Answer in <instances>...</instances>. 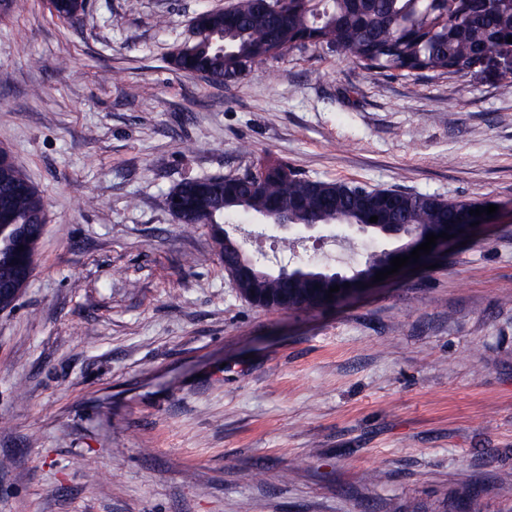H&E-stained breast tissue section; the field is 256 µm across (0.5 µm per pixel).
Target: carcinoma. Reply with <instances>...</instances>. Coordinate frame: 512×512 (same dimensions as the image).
<instances>
[{"instance_id": "obj_1", "label": "carcinoma", "mask_w": 512, "mask_h": 512, "mask_svg": "<svg viewBox=\"0 0 512 512\" xmlns=\"http://www.w3.org/2000/svg\"><path fill=\"white\" fill-rule=\"evenodd\" d=\"M279 10L261 12L255 0H233V10H206L194 18L199 39L192 49L171 54L172 67L228 83L241 68L311 44L326 45L348 56L369 72L403 77L474 75L483 51L509 48L512 0H278ZM49 10L61 19L85 12L82 0H49ZM180 199L175 220L188 231L208 227L213 244L224 243V225L244 213L274 224H408L422 235L489 202L448 200L429 194L337 180H315L284 162L269 163L252 179L224 176L186 177L165 195ZM45 200L9 153L0 151V311H11L25 293L31 274L20 266L37 257L42 237L18 247L12 230L37 224ZM409 238L381 241L367 253L351 276L370 277L388 266ZM247 263L238 288L254 293L255 307L290 312L305 302L327 297L335 282L325 268L306 263L288 274L272 271L260 261L225 250V268Z\"/></svg>"}]
</instances>
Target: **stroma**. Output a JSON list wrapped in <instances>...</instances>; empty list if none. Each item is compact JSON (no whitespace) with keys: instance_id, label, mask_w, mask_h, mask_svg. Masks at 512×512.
<instances>
[{"instance_id":"35a3bbf8","label":"stroma","mask_w":512,"mask_h":512,"mask_svg":"<svg viewBox=\"0 0 512 512\" xmlns=\"http://www.w3.org/2000/svg\"><path fill=\"white\" fill-rule=\"evenodd\" d=\"M230 2L0 16V148L47 201L30 286L0 312V512H512V96L492 72L393 78L324 45L228 84L172 70L193 17ZM281 159L498 210L433 268L265 311L164 196ZM227 230L272 269L370 246Z\"/></svg>"}]
</instances>
